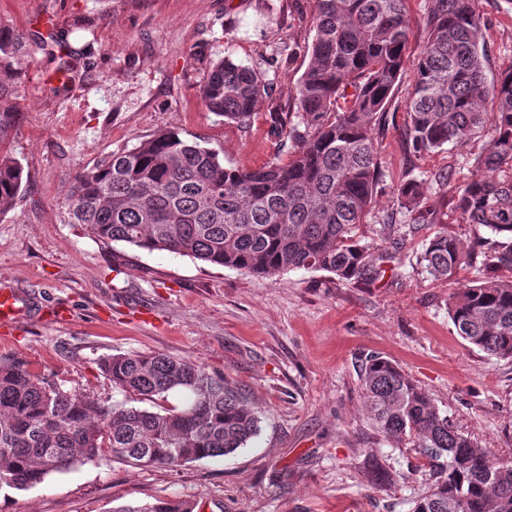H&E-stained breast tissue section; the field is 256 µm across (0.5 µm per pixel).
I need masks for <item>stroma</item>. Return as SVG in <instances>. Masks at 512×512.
Instances as JSON below:
<instances>
[{"mask_svg":"<svg viewBox=\"0 0 512 512\" xmlns=\"http://www.w3.org/2000/svg\"><path fill=\"white\" fill-rule=\"evenodd\" d=\"M487 79L512 68V0H477ZM313 0H0V27L30 37L18 90L19 126L0 152L28 177L24 199L0 214V286L21 296L19 324L0 327V362L105 404L159 411L165 400L113 390L100 368L117 353H156L200 364L235 385L261 429L234 454L177 467L134 468L103 455L18 491L0 489V512H112L129 503L191 501L206 512H411L429 490L414 451L371 426L359 389L365 357L395 361L447 412L453 427L499 457H512V361L463 340L448 316L454 286L433 280L422 245L440 232L472 241L451 201L476 172L486 141L416 153L406 143L405 103L420 53L412 38L403 77L376 131L381 162L376 204L355 234L394 254L375 285L297 269L259 278L188 256L104 244L71 218L77 175L112 153L178 129L219 152L225 166L287 161L270 110L295 111L308 65ZM81 50V77L62 90L57 58L43 43ZM260 72L270 98L247 125L202 104L199 89L224 57ZM447 186L432 184L437 172ZM426 181L413 223L396 203L407 179ZM403 473L371 486L368 449Z\"/></svg>","mask_w":512,"mask_h":512,"instance_id":"35a3bbf8","label":"stroma"}]
</instances>
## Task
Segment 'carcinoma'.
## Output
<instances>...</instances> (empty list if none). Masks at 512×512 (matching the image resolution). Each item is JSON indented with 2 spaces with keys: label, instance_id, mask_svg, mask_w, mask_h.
<instances>
[{
  "label": "carcinoma",
  "instance_id": "carcinoma-1",
  "mask_svg": "<svg viewBox=\"0 0 512 512\" xmlns=\"http://www.w3.org/2000/svg\"><path fill=\"white\" fill-rule=\"evenodd\" d=\"M405 2L314 0L315 36L294 94L300 122L289 112L269 113L274 129L292 143L288 162L226 167L200 140L163 127L76 177L75 223L107 245L166 251L261 278L317 269L341 282L374 285L383 256L353 232L375 204L374 132L386 124L412 35ZM475 2L429 0L404 135L421 153L463 147L490 133L476 174L453 205L465 223L496 237L494 250L483 253L443 232L423 245L421 261L432 277L450 280L483 255L478 275L448 298V315L469 344L512 360V279L496 274L512 270V69L487 82ZM26 46L25 33L0 28V136L20 122L13 99L25 77L17 64ZM199 93L209 111L245 125L268 85L253 68L226 57L211 65ZM425 190L413 178L397 189L399 208L418 224L436 219L420 208ZM25 193L22 164L0 157V213ZM101 368L118 391L161 399L184 393L187 401L157 412L108 405L20 364L0 363V488L26 489L104 451L142 467L227 456L259 431L257 412L193 361L113 354ZM360 389L376 431L412 448L429 472L431 490L412 512H512V458L458 432L395 362L366 357ZM367 470L374 485L401 477L379 463L374 448L367 451ZM113 512H194V505L163 499Z\"/></svg>",
  "mask_w": 512,
  "mask_h": 512
}]
</instances>
